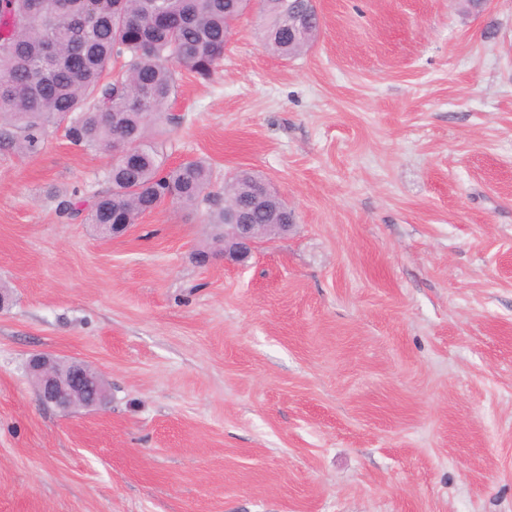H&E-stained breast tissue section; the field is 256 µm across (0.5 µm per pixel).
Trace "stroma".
Here are the masks:
<instances>
[{
    "label": "stroma",
    "instance_id": "35a3bbf8",
    "mask_svg": "<svg viewBox=\"0 0 512 512\" xmlns=\"http://www.w3.org/2000/svg\"><path fill=\"white\" fill-rule=\"evenodd\" d=\"M317 7L288 59L241 18L168 110L167 166L296 216L246 267L175 204L62 215L111 150L0 148V512H512V0ZM38 352L106 404L43 405Z\"/></svg>",
    "mask_w": 512,
    "mask_h": 512
}]
</instances>
